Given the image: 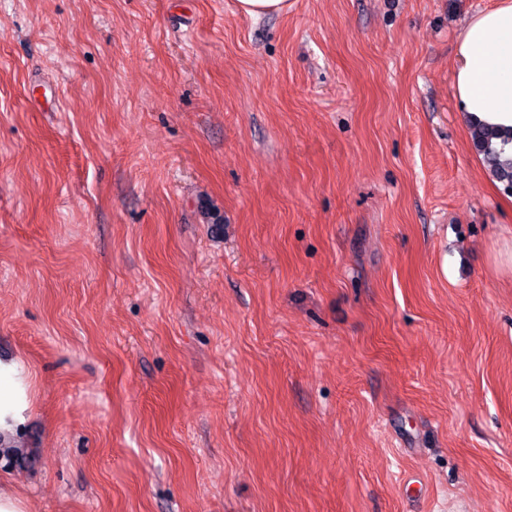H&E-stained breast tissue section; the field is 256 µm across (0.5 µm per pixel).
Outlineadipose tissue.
Masks as SVG:
<instances>
[{"instance_id":"obj_1","label":"adipose tissue","mask_w":512,"mask_h":512,"mask_svg":"<svg viewBox=\"0 0 512 512\" xmlns=\"http://www.w3.org/2000/svg\"><path fill=\"white\" fill-rule=\"evenodd\" d=\"M454 86L464 112L480 123L512 128V0L473 16L455 44ZM28 373L0 360V436L26 421Z\"/></svg>"}]
</instances>
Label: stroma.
<instances>
[{
    "label": "stroma",
    "instance_id": "stroma-1",
    "mask_svg": "<svg viewBox=\"0 0 512 512\" xmlns=\"http://www.w3.org/2000/svg\"><path fill=\"white\" fill-rule=\"evenodd\" d=\"M0 0V359L25 512H512L496 0ZM428 495L402 492L406 479ZM241 13L252 18H262L282 14L288 11V0H238ZM455 60L456 98L463 111L480 122L472 123L471 140L493 176L512 192V157L503 155H512V143L504 152L499 141L501 149L494 143L512 140V130L496 129L512 128L511 0H498L471 18L457 37ZM28 373L21 362L0 360V447L5 457H19V448L2 442L1 435L14 434L26 421Z\"/></svg>",
    "mask_w": 512,
    "mask_h": 512
}]
</instances>
